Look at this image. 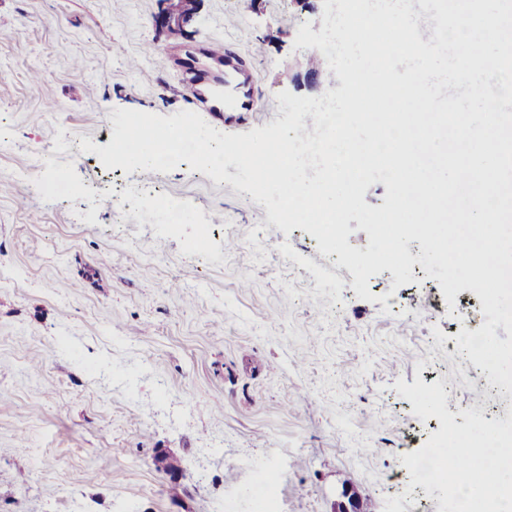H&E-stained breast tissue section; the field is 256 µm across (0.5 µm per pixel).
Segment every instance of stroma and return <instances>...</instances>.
<instances>
[{"instance_id": "obj_1", "label": "stroma", "mask_w": 512, "mask_h": 512, "mask_svg": "<svg viewBox=\"0 0 512 512\" xmlns=\"http://www.w3.org/2000/svg\"><path fill=\"white\" fill-rule=\"evenodd\" d=\"M161 7L0 0V512H260L268 460L283 512H333L347 478L366 512L395 496L439 512L402 463L432 430L395 384L441 383L454 415L512 416V393L447 346L486 322L478 295L450 306L437 279L398 287L386 269L376 302L359 299L338 254L249 192L185 162L114 172L80 149L111 143L116 110L189 109L188 46L250 59L260 110L244 125L201 110L221 132L284 119L280 92L322 97L294 77L323 0H200L181 36L157 29ZM59 178L70 192H42ZM156 192L188 201L179 223ZM160 448L180 477L155 467Z\"/></svg>"}]
</instances>
